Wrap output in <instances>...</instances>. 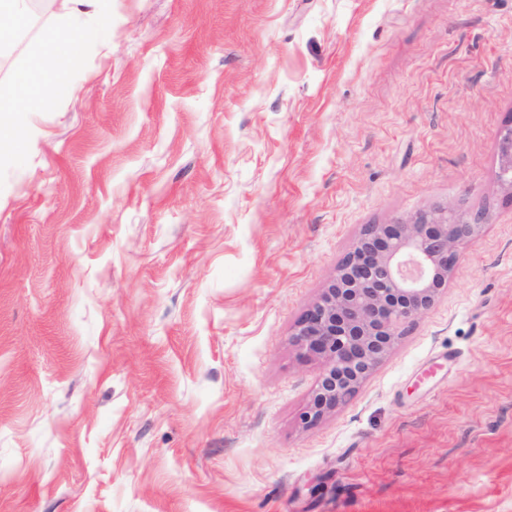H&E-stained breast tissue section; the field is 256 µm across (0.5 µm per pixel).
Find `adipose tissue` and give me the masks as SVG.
I'll return each instance as SVG.
<instances>
[{
  "label": "adipose tissue",
  "mask_w": 512,
  "mask_h": 512,
  "mask_svg": "<svg viewBox=\"0 0 512 512\" xmlns=\"http://www.w3.org/2000/svg\"><path fill=\"white\" fill-rule=\"evenodd\" d=\"M107 0H62L56 21L42 37L30 62L14 80L9 93H0V164L15 155L24 143V119L38 111L47 94L68 96L72 87L57 59L77 64L81 44L99 39L101 17Z\"/></svg>",
  "instance_id": "obj_1"
}]
</instances>
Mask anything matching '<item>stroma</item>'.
Here are the masks:
<instances>
[{
	"instance_id": "stroma-1",
	"label": "stroma",
	"mask_w": 512,
	"mask_h": 512,
	"mask_svg": "<svg viewBox=\"0 0 512 512\" xmlns=\"http://www.w3.org/2000/svg\"><path fill=\"white\" fill-rule=\"evenodd\" d=\"M108 6L0 166V512H512V0ZM449 205L446 290L306 425L300 317ZM500 181L512 187V128L505 130L500 142Z\"/></svg>"
}]
</instances>
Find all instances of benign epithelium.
I'll return each mask as SVG.
<instances>
[{"instance_id": "1", "label": "benign epithelium", "mask_w": 512, "mask_h": 512, "mask_svg": "<svg viewBox=\"0 0 512 512\" xmlns=\"http://www.w3.org/2000/svg\"><path fill=\"white\" fill-rule=\"evenodd\" d=\"M500 181L512 187V128L500 142ZM486 216L454 208L367 226L319 301L302 315L293 342L322 362L305 423L315 424L356 391L388 354L401 326L428 310L448 281L460 241Z\"/></svg>"}]
</instances>
